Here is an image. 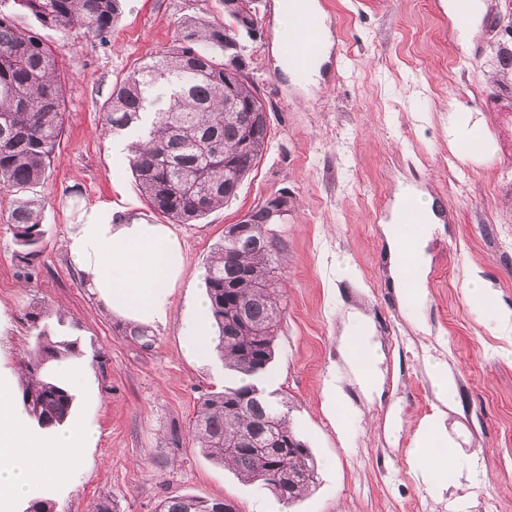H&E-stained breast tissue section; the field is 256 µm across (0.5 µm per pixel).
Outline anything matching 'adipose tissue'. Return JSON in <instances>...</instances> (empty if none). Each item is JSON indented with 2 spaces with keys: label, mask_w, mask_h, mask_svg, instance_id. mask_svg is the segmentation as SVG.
Masks as SVG:
<instances>
[{
  "label": "adipose tissue",
  "mask_w": 512,
  "mask_h": 512,
  "mask_svg": "<svg viewBox=\"0 0 512 512\" xmlns=\"http://www.w3.org/2000/svg\"><path fill=\"white\" fill-rule=\"evenodd\" d=\"M401 199H413L423 217L419 224L384 225L390 275L402 305L414 309L427 298L425 283L431 265L427 251L435 220L430 195L404 189ZM68 255L89 295L112 316L144 329L164 324L175 288L185 273L182 243L171 225L109 206L83 211L67 231ZM470 309L490 316L495 330L512 333V308L499 304L479 275L466 284ZM195 313L181 326L182 346L195 359L207 360L217 343L207 296H199ZM343 347L347 372L366 397L381 394L380 351L364 318L347 313ZM428 374L439 409L419 425L411 450L416 472L433 493L448 486L456 468L455 443L446 427L447 407L456 398L448 366L431 362ZM15 382L0 375V512H16L20 501L42 488L67 480L85 449L94 447L96 429L76 426L49 435L31 432L14 411Z\"/></svg>",
  "instance_id": "adipose-tissue-1"
}]
</instances>
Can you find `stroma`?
Listing matches in <instances>:
<instances>
[{
	"label": "stroma",
	"instance_id": "35a3bbf8",
	"mask_svg": "<svg viewBox=\"0 0 512 512\" xmlns=\"http://www.w3.org/2000/svg\"><path fill=\"white\" fill-rule=\"evenodd\" d=\"M318 2L331 46L312 83L283 69L281 15L260 0L259 33L242 44L268 110V144L223 209L176 225L185 277L167 323L146 338L87 294L68 256L67 226L101 205L147 213L124 141L102 130L101 106L117 82L171 44L185 20L222 17V7L219 0H124L103 41L39 28L15 10L16 26L40 29L58 57L66 122L38 189L46 233L32 284H24L17 247L0 226V370L19 375L33 343L26 315L47 304L64 321L62 335L78 343L74 363L88 370L69 422L99 432L54 487L52 512H87L101 498L116 512H157L174 496L224 498L238 512H512V340L474 316L464 294L477 268L512 305V84L490 82V46L503 38L512 0H485L466 42L446 0ZM457 109L482 121L495 146L490 156L449 145ZM402 182L429 193L442 212L428 244L422 330L396 298L382 232ZM282 194L288 216L270 227L283 307L272 373L318 473L313 491L290 505L197 448L192 422L202 399L223 390L224 362L194 360L180 336L227 225ZM348 309L361 310L375 332L384 390L369 402L345 384L353 411L340 433L322 389L343 371L338 336ZM430 357L447 361L456 385L448 430L483 465L473 477L449 478L440 497L410 466L415 431L436 405L424 367Z\"/></svg>",
	"mask_w": 512,
	"mask_h": 512
}]
</instances>
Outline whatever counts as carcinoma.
<instances>
[{
  "label": "carcinoma",
  "mask_w": 512,
  "mask_h": 512,
  "mask_svg": "<svg viewBox=\"0 0 512 512\" xmlns=\"http://www.w3.org/2000/svg\"><path fill=\"white\" fill-rule=\"evenodd\" d=\"M223 2L224 19L185 21L172 45L120 81L103 106V131L127 140L128 167L146 205L173 224L223 208L268 143L263 100L251 82L237 78L248 64L240 37H252L242 19L257 16V0ZM13 3L41 26L82 38H104L120 14V0ZM65 118L52 47L0 8V192L12 196L0 223L18 247L28 281L45 237V200L34 190L47 177ZM268 224L264 208L253 209L246 231H225L208 258L205 286L217 351L232 380L200 402L191 435L242 481L289 503L311 491L316 471L310 448L288 425V398L273 400L255 383L271 376L282 315ZM48 320L46 306L27 313L34 342L20 367V404L41 429L71 413L73 395L49 370L78 353L76 342L61 338ZM269 429L291 446L278 455L259 448ZM224 504L171 497L159 512H224Z\"/></svg>",
  "instance_id": "carcinoma-1"
}]
</instances>
